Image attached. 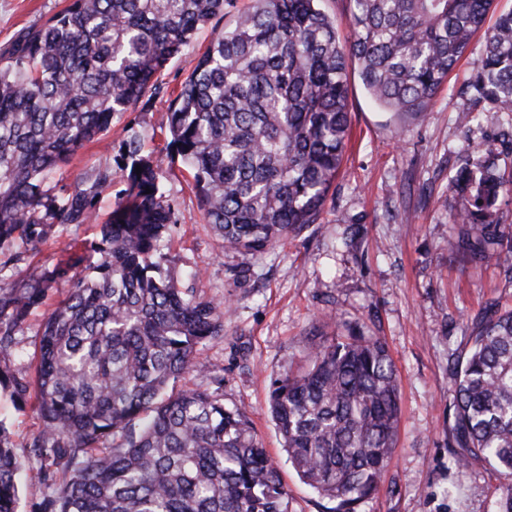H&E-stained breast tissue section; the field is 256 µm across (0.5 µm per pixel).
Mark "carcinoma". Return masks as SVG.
<instances>
[{
    "mask_svg": "<svg viewBox=\"0 0 512 512\" xmlns=\"http://www.w3.org/2000/svg\"><path fill=\"white\" fill-rule=\"evenodd\" d=\"M227 0H71L21 33L0 62V351L23 331L52 284L68 287L44 324L33 380L0 369V384L34 391L36 455L60 476L34 512H290L288 489L246 412L215 389L168 388L202 345L224 335L230 302L184 288L157 242L171 206L137 138L126 143L125 189L101 226L53 268L16 282L18 263L58 228L96 220L93 200L112 183L53 193L50 176L157 88L167 63ZM322 0H251L214 37L168 115L181 157L224 251L263 254L320 223L342 166L351 119L347 62L365 90L397 115L425 111L467 52L495 0H352L353 39L339 42ZM467 90L512 113V11L486 36ZM450 189L464 203L458 248L476 263L512 253L498 202L512 171L482 143ZM141 167V174L135 173ZM151 193H146V190ZM89 278L72 271L81 265ZM455 382L449 447L459 463H489L497 512H512V310H489ZM269 410L299 478L359 512L375 497L400 421L396 371L385 344L353 333L313 343L307 363L270 377ZM16 456L0 423V512H17Z\"/></svg>",
    "mask_w": 512,
    "mask_h": 512,
    "instance_id": "carcinoma-1",
    "label": "carcinoma"
}]
</instances>
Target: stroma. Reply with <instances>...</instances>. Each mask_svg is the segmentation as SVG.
Masks as SVG:
<instances>
[{
  "instance_id": "stroma-1",
  "label": "stroma",
  "mask_w": 512,
  "mask_h": 512,
  "mask_svg": "<svg viewBox=\"0 0 512 512\" xmlns=\"http://www.w3.org/2000/svg\"><path fill=\"white\" fill-rule=\"evenodd\" d=\"M70 0H0V54L17 35L39 27ZM250 0H231L223 14L200 27L189 46L158 78L149 104H136L112 123L110 133L80 148L56 173L69 189L86 187L97 169L110 168L112 183L95 200L98 220L56 230L38 245L31 264L55 266L75 246L93 240L124 189L123 148L138 138L142 156L157 167L172 206L171 227L160 241L169 267L202 296L231 298L224 335L200 347L208 372L183 374L177 389L213 390L211 370L224 372V403L244 410L292 499L291 512H326L329 502L303 484L286 461L281 438L267 413L271 375L297 369L314 340L353 329L387 346L400 383L401 419L396 451L378 497L361 512H492L498 483L483 460L456 463L448 446L453 373L472 345L471 327L492 306L512 308V264H479L455 247L460 206L448 188L468 161L469 143L492 151L502 168L512 167V124L506 118L462 125L471 110L466 91L483 47L476 35L466 56L419 118L396 119L349 72L351 138L320 223L266 253L228 254L203 227V209L188 185L179 156L168 148V109L208 48L214 28L231 23ZM247 265L246 280L230 269ZM48 289L32 308L18 343L0 354L17 376L33 378L43 319L64 298ZM0 422L25 459L20 472V512H32L44 491L45 471L32 437L41 420L33 395L19 399L0 387Z\"/></svg>"
}]
</instances>
